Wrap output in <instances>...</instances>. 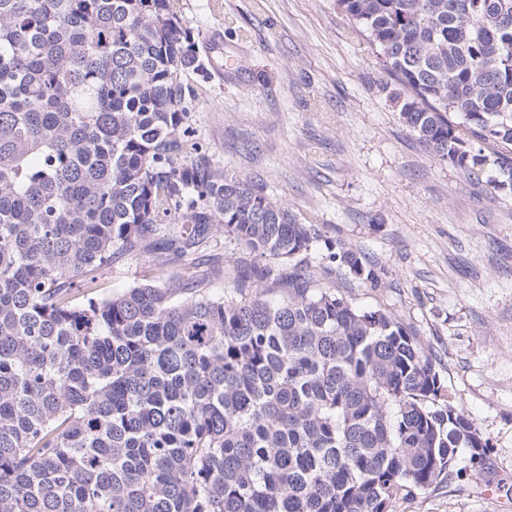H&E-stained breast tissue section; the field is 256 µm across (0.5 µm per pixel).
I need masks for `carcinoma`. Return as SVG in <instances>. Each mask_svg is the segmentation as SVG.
<instances>
[{
  "label": "carcinoma",
  "instance_id": "1",
  "mask_svg": "<svg viewBox=\"0 0 512 512\" xmlns=\"http://www.w3.org/2000/svg\"><path fill=\"white\" fill-rule=\"evenodd\" d=\"M172 2L0 0V512H389L487 441L328 282L382 269L211 164ZM337 3L430 155L511 193L512 0ZM218 232L222 293L186 271ZM125 256L157 283L96 296Z\"/></svg>",
  "mask_w": 512,
  "mask_h": 512
}]
</instances>
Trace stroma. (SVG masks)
Here are the masks:
<instances>
[{"label":"stroma","mask_w":512,"mask_h":512,"mask_svg":"<svg viewBox=\"0 0 512 512\" xmlns=\"http://www.w3.org/2000/svg\"><path fill=\"white\" fill-rule=\"evenodd\" d=\"M205 69L181 74L216 166L254 178L384 271L337 292L398 316L489 449L464 476L391 512H512V195L431 158L391 101L399 87L336 0H174ZM123 258L100 296L154 279Z\"/></svg>","instance_id":"1"}]
</instances>
